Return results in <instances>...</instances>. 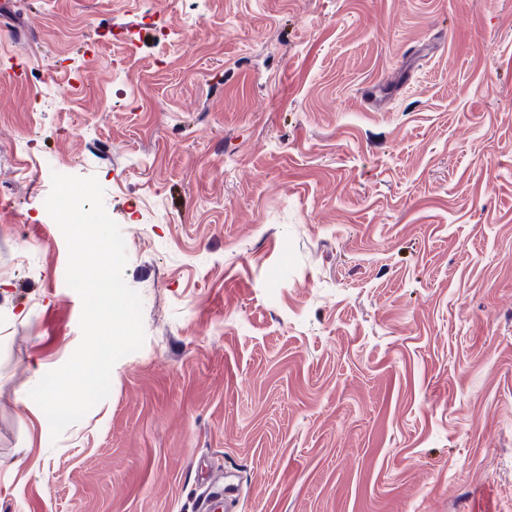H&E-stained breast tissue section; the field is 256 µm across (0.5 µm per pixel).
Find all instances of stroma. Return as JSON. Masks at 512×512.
<instances>
[{
	"mask_svg": "<svg viewBox=\"0 0 512 512\" xmlns=\"http://www.w3.org/2000/svg\"><path fill=\"white\" fill-rule=\"evenodd\" d=\"M44 160L145 330L56 439ZM1 184L0 512H512V0H0ZM217 495H224V498L218 497ZM237 498L238 497L234 495V491L232 490L231 485L225 483L224 490L219 488L214 489L206 499L199 503L198 508L199 510L208 512H216L222 510L224 499V511L233 512L237 510L236 508H233Z\"/></svg>",
	"mask_w": 512,
	"mask_h": 512,
	"instance_id": "1",
	"label": "stroma"
}]
</instances>
